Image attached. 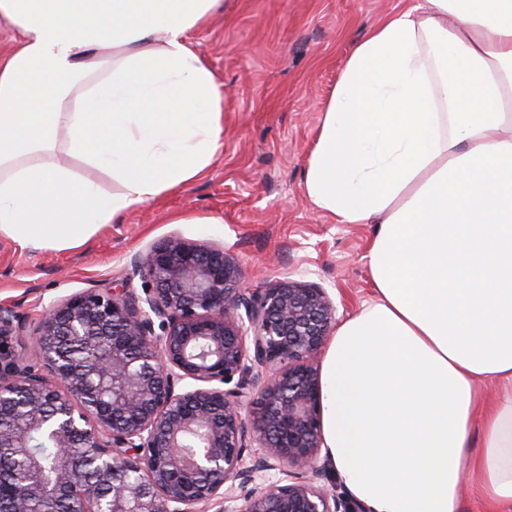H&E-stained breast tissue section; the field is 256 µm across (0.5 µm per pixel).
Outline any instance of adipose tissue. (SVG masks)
Masks as SVG:
<instances>
[{
	"label": "adipose tissue",
	"mask_w": 512,
	"mask_h": 512,
	"mask_svg": "<svg viewBox=\"0 0 512 512\" xmlns=\"http://www.w3.org/2000/svg\"><path fill=\"white\" fill-rule=\"evenodd\" d=\"M220 2L0 0V234L69 249L204 174L224 96L189 36ZM303 189L378 227L321 367L330 468L370 512H462L466 480L512 512V0H416L359 41Z\"/></svg>",
	"instance_id": "1"
}]
</instances>
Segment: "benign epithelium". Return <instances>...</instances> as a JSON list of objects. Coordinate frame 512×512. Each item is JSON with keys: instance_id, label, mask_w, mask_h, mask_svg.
Wrapping results in <instances>:
<instances>
[{"instance_id": "1", "label": "benign epithelium", "mask_w": 512, "mask_h": 512, "mask_svg": "<svg viewBox=\"0 0 512 512\" xmlns=\"http://www.w3.org/2000/svg\"><path fill=\"white\" fill-rule=\"evenodd\" d=\"M133 266L145 297L85 291L50 305L30 335L0 304V447L28 460L0 483V512L36 501L44 512H368L307 477L321 470L317 359L336 328L326 290L288 279L247 293L224 248L178 236ZM249 334L265 374L247 384ZM26 335L36 363L12 347ZM184 380L195 386L176 390ZM190 433L203 451L187 459ZM37 435L55 450L48 465L30 452ZM271 470L284 478L266 483Z\"/></svg>"}]
</instances>
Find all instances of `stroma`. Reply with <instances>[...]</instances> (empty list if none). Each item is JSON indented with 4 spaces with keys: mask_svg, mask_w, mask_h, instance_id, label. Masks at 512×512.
Instances as JSON below:
<instances>
[{
    "mask_svg": "<svg viewBox=\"0 0 512 512\" xmlns=\"http://www.w3.org/2000/svg\"><path fill=\"white\" fill-rule=\"evenodd\" d=\"M190 40L224 92L222 144L206 174L102 225L65 250L20 248L0 235V304L35 329L75 294L143 295L131 260L168 237L224 247L259 292L284 279L325 288L345 320L373 298V224H339L302 189L325 101L354 45L413 0H224Z\"/></svg>",
    "mask_w": 512,
    "mask_h": 512,
    "instance_id": "35a3bbf8",
    "label": "stroma"
}]
</instances>
